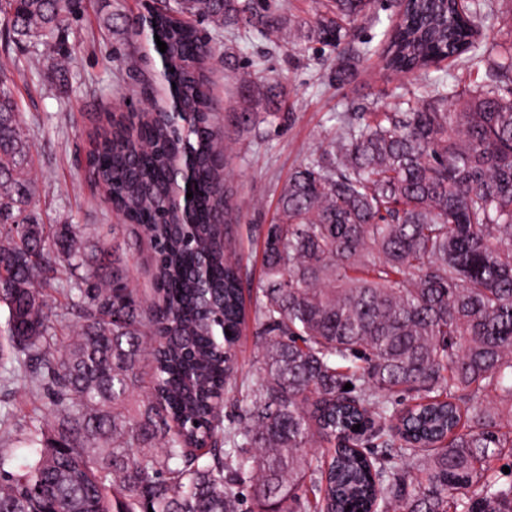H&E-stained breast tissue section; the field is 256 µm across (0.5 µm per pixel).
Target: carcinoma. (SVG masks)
<instances>
[{"mask_svg":"<svg viewBox=\"0 0 512 512\" xmlns=\"http://www.w3.org/2000/svg\"><path fill=\"white\" fill-rule=\"evenodd\" d=\"M372 4L328 0L296 20L278 0H159L147 32L167 44L162 82L191 129L177 141L161 107L109 120L88 168L124 220L110 244L41 222L29 132L0 79V386L48 399L43 421L14 435L35 456L17 466L0 448V512H242L245 489L250 512H512V482L496 476L512 458V103L507 88L430 77L485 63L512 84V43L489 52L481 4L408 0L382 67L429 79L356 114L291 173L245 301L208 77L215 42L228 40L247 132L281 101L263 60L241 63L229 41L244 31L334 48L344 82L372 54L346 52ZM85 8L0 0V47L40 46L62 71L61 36ZM187 149L188 216L170 182ZM140 235L159 249L157 302L132 287L126 242ZM60 266L69 304L54 315L43 284ZM63 321L74 338L60 345ZM250 321L263 341L249 382L234 351ZM325 444L330 457H309Z\"/></svg>","mask_w":512,"mask_h":512,"instance_id":"1","label":"carcinoma"}]
</instances>
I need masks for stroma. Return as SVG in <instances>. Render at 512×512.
<instances>
[{
    "instance_id": "1",
    "label": "stroma",
    "mask_w": 512,
    "mask_h": 512,
    "mask_svg": "<svg viewBox=\"0 0 512 512\" xmlns=\"http://www.w3.org/2000/svg\"><path fill=\"white\" fill-rule=\"evenodd\" d=\"M141 11V0H88L84 15L65 34L72 61L58 79L19 68L25 53H0V70L13 80L30 129L44 223L70 217L91 237L108 240L113 224L120 221L105 204L103 191L93 185L86 159L108 114L126 111L131 101L146 110L153 107L143 100L142 88L159 86V56L149 40L123 32L126 20ZM237 53L244 61L263 57L267 74L282 78L288 91L278 119L242 134L231 120L237 96L224 62L217 59L209 66L216 108L225 118L224 130L233 147L224 176L241 208L236 248L244 274L256 283L262 277L258 228L270 223L290 173L321 139L338 130L341 120L393 106L410 81L383 76L376 56L341 84L334 77L335 54L328 50L301 52L254 39L240 41Z\"/></svg>"
}]
</instances>
